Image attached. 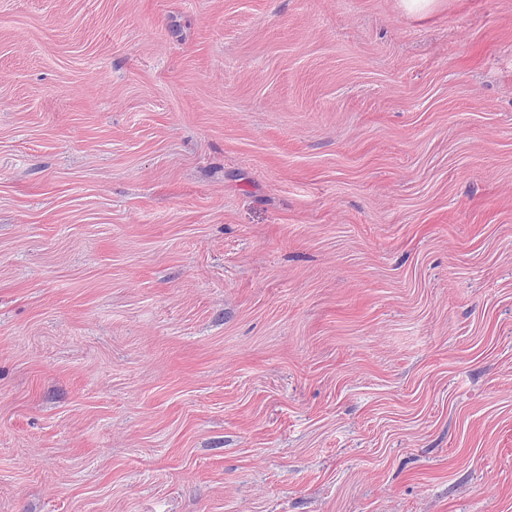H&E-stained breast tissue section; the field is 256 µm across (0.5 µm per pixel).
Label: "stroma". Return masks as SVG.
<instances>
[{
    "label": "stroma",
    "instance_id": "1",
    "mask_svg": "<svg viewBox=\"0 0 512 512\" xmlns=\"http://www.w3.org/2000/svg\"><path fill=\"white\" fill-rule=\"evenodd\" d=\"M0 512H512V0H0Z\"/></svg>",
    "mask_w": 512,
    "mask_h": 512
}]
</instances>
